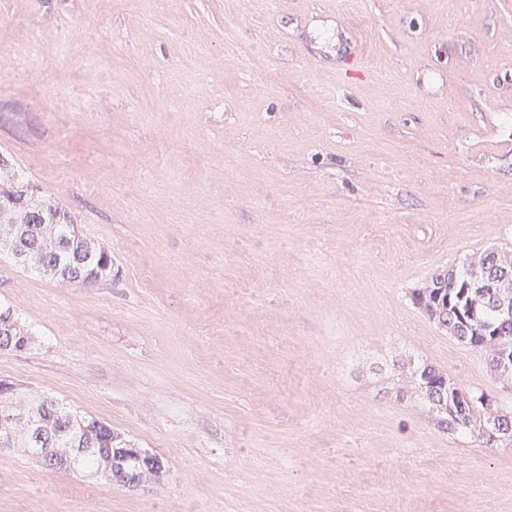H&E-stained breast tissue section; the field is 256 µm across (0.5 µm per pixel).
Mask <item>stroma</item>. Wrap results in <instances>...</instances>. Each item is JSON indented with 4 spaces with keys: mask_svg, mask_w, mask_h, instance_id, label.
I'll use <instances>...</instances> for the list:
<instances>
[{
    "mask_svg": "<svg viewBox=\"0 0 512 512\" xmlns=\"http://www.w3.org/2000/svg\"><path fill=\"white\" fill-rule=\"evenodd\" d=\"M0 154L112 254L84 288L0 258L37 334L0 379L161 455L130 489L0 450V512H512V447L399 399L496 396L410 300L512 249V0H0ZM73 112L59 124L53 111Z\"/></svg>",
    "mask_w": 512,
    "mask_h": 512,
    "instance_id": "obj_1",
    "label": "stroma"
}]
</instances>
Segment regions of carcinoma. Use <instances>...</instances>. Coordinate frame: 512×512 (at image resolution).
<instances>
[{"label": "carcinoma", "instance_id": "carcinoma-1", "mask_svg": "<svg viewBox=\"0 0 512 512\" xmlns=\"http://www.w3.org/2000/svg\"><path fill=\"white\" fill-rule=\"evenodd\" d=\"M13 165L0 157V240L10 239L15 252L25 255L22 266L73 285H92L112 276V255L102 247L90 251L75 225L59 210L51 197L28 193L30 180L6 169ZM494 259L483 251L458 270L451 266L437 270L411 292L412 303L440 329L457 341L481 348L489 368H494L495 343L512 349V317L504 319L486 304L483 296L461 298L466 284L483 276L492 277ZM25 339L33 344L35 335L28 323L11 307L0 306V350H11ZM426 389L415 393L417 403L429 409L445 401L448 410L436 414L442 430L483 439V429L504 421L507 438L499 442L512 447V411L498 404L484 403V393H472L451 382L439 369L419 364L410 369ZM27 412L29 420L0 427V447L21 448L50 468L83 471L120 484L139 471L137 456L129 454L121 467H111L110 456L128 447L129 441L107 422L82 414L64 402L18 385L0 386V413Z\"/></svg>", "mask_w": 512, "mask_h": 512}]
</instances>
